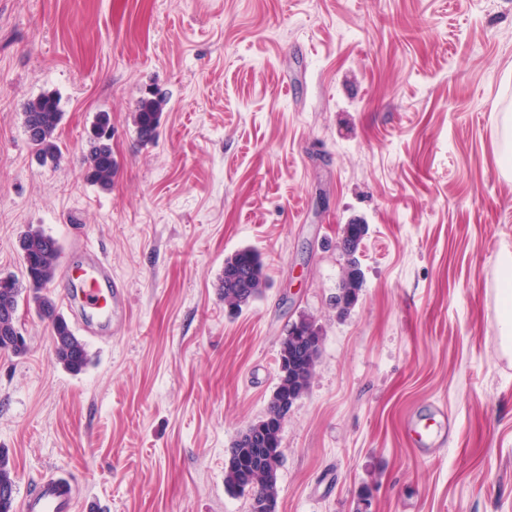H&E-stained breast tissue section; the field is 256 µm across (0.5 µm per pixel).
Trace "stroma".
Returning <instances> with one entry per match:
<instances>
[{
  "label": "stroma",
  "mask_w": 512,
  "mask_h": 512,
  "mask_svg": "<svg viewBox=\"0 0 512 512\" xmlns=\"http://www.w3.org/2000/svg\"><path fill=\"white\" fill-rule=\"evenodd\" d=\"M154 89L168 104L144 143L132 114ZM43 93L63 113L54 164L23 125ZM103 111L108 190L81 163ZM506 112L512 0H0V274L38 225L94 249L130 306L77 374L19 309L27 352L0 353L17 496L55 471L96 512H250L225 464L305 314L323 340L282 425L276 512H512ZM347 224L367 227L364 278L340 318ZM243 247L266 286L233 311L219 278ZM440 408L423 452L407 424ZM498 163L502 173L511 177L512 171V114L504 113ZM497 312L500 337L512 347V250L504 244L497 256Z\"/></svg>",
  "instance_id": "obj_1"
}]
</instances>
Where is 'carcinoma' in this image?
Masks as SVG:
<instances>
[{
  "label": "carcinoma",
  "mask_w": 512,
  "mask_h": 512,
  "mask_svg": "<svg viewBox=\"0 0 512 512\" xmlns=\"http://www.w3.org/2000/svg\"><path fill=\"white\" fill-rule=\"evenodd\" d=\"M166 105L167 100L156 94L139 100L132 119L141 141L153 140ZM61 118L58 99L51 93L30 100L25 107V133L45 161H55L60 156L55 131ZM107 129H112L109 113H97L87 135V151L82 156L86 178L103 189L112 186L116 174L112 136H103V131ZM365 231V225L352 224L350 236L339 241V247L347 256V266L352 268L351 279L342 281L337 288V292H345V303L348 305L357 302L362 287L356 253ZM18 247L23 278L12 274L0 275V352L18 356L27 351L26 342L17 340L16 327V313L25 294L27 307L34 310L38 317L51 322L56 363L69 372L79 373L88 363L86 343L75 334L47 293L60 258L59 244L41 227L30 225L19 237ZM265 285L264 264L256 250L245 247L225 258L219 284L224 304L240 310L258 299ZM313 335L322 338L321 329L314 320L303 316L297 330L287 333L281 342L279 363L287 367L297 362L299 369L292 378L278 377L263 416L234 442L224 474L228 491H246L253 500L277 505L278 470L282 461V423L277 418L281 405L299 399L310 384L317 360L310 349ZM15 493L14 468L9 455L0 449V512H14Z\"/></svg>",
  "instance_id": "1"
}]
</instances>
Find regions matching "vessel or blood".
<instances>
[{
  "mask_svg": "<svg viewBox=\"0 0 512 512\" xmlns=\"http://www.w3.org/2000/svg\"><path fill=\"white\" fill-rule=\"evenodd\" d=\"M65 303L80 302L87 333L118 325L126 305L125 291L111 268L88 245L76 244L61 269ZM78 500L69 477L56 475L40 481L26 496L21 512H77Z\"/></svg>",
  "mask_w": 512,
  "mask_h": 512,
  "instance_id": "vessel-or-blood-1",
  "label": "vessel or blood"
}]
</instances>
